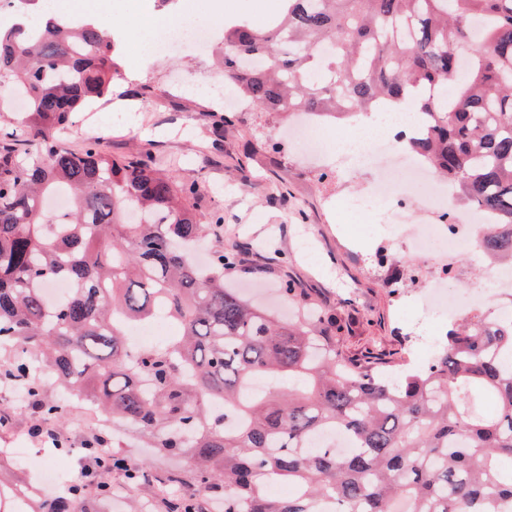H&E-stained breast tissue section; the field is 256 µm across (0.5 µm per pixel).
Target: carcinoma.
Instances as JSON below:
<instances>
[{"label":"carcinoma","mask_w":512,"mask_h":512,"mask_svg":"<svg viewBox=\"0 0 512 512\" xmlns=\"http://www.w3.org/2000/svg\"><path fill=\"white\" fill-rule=\"evenodd\" d=\"M23 0L0 28V87L27 96L17 153L0 145V350L16 353L0 380L25 386L48 420L74 392L130 425L160 454L183 455L190 475H158L101 449L83 452L97 473L132 486L188 482L223 512H492L512 500V314L448 329L432 363L396 374L371 353L349 355L336 316L282 322L224 286L239 254L207 268L194 246L196 187L159 173L148 152L115 157L95 142L73 152L56 134L121 79V24L52 15ZM263 31L224 20V81L266 112L328 116L412 106L430 134L400 145L441 174L452 194L484 215L477 246L512 264V0H281ZM260 53L257 72L239 68ZM56 190L67 212L43 206ZM135 211L139 220L126 222ZM58 280L67 295L52 299ZM163 309L177 335L130 348L125 328ZM265 375L288 386L247 393ZM492 395V416L473 411ZM324 431L353 442L310 449ZM294 491L278 498L268 484ZM71 486L45 512H87Z\"/></svg>","instance_id":"carcinoma-1"}]
</instances>
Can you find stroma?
<instances>
[{
  "label": "stroma",
  "mask_w": 512,
  "mask_h": 512,
  "mask_svg": "<svg viewBox=\"0 0 512 512\" xmlns=\"http://www.w3.org/2000/svg\"><path fill=\"white\" fill-rule=\"evenodd\" d=\"M121 56L124 70L139 71L140 81L120 79L111 96L95 104L93 125L76 117L60 137L62 146L78 150L95 140L115 156L130 155L140 146L150 149L158 172L196 185V214L207 226L209 249L240 250V265L226 276L231 286L274 311L282 283L294 281L306 294L304 308L342 318L347 326L342 340L350 354L372 352L397 368L422 367L432 360L441 318L426 306L421 286L392 285L394 276L425 269L430 259L395 245L387 251V263L368 264L390 216L380 206L359 214L347 211L318 176L319 168L339 167L345 192L367 195L377 177L374 159H342L339 139L320 152L289 157L275 144L278 127L288 121L283 112L235 116L222 142L214 143L213 104L188 94L192 87H211L213 58L191 51L168 59L147 57L127 40ZM143 84L150 86L160 111H142L133 92ZM215 212L223 215V223H213ZM457 260L465 275L449 280L448 290L464 298L462 314L490 311L487 301L471 299L481 277L476 255L462 253ZM53 427L70 451L45 454V461L68 477H80L85 463L80 447L91 432L83 405L68 402L63 420ZM120 452L129 462H148L157 473L189 468L185 458L143 447L130 427Z\"/></svg>",
  "instance_id": "stroma-1"
}]
</instances>
